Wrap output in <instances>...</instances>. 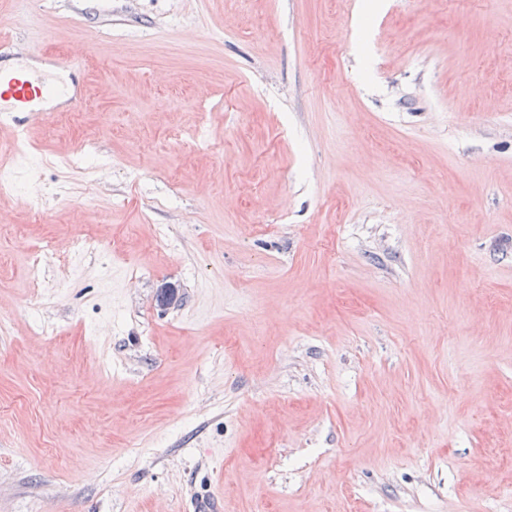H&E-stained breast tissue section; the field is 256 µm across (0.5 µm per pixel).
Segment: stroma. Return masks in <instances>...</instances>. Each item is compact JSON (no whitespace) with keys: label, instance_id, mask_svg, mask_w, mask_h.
<instances>
[{"label":"stroma","instance_id":"stroma-1","mask_svg":"<svg viewBox=\"0 0 512 512\" xmlns=\"http://www.w3.org/2000/svg\"><path fill=\"white\" fill-rule=\"evenodd\" d=\"M0 26L85 64L0 186V512H512V0Z\"/></svg>","mask_w":512,"mask_h":512}]
</instances>
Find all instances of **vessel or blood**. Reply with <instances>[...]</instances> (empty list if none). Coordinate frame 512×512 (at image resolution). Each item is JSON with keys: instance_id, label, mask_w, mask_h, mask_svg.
<instances>
[{"instance_id": "1", "label": "vessel or blood", "mask_w": 512, "mask_h": 512, "mask_svg": "<svg viewBox=\"0 0 512 512\" xmlns=\"http://www.w3.org/2000/svg\"><path fill=\"white\" fill-rule=\"evenodd\" d=\"M13 37L0 34V115L47 111L49 104L71 110L80 102L76 86L60 85L49 68L34 64Z\"/></svg>"}]
</instances>
